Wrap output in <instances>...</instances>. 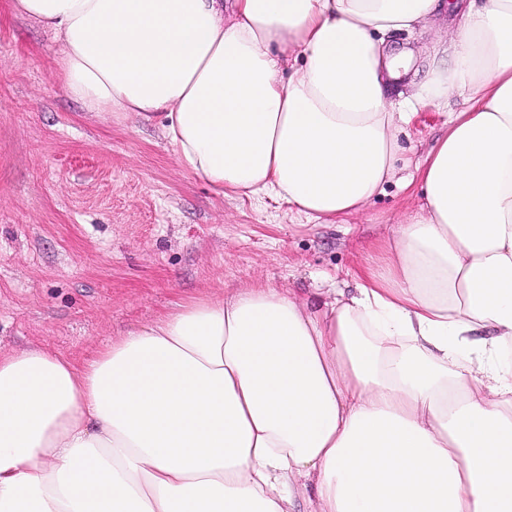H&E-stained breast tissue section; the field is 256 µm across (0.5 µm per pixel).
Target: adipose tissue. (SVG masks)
<instances>
[{
  "label": "adipose tissue",
  "instance_id": "ef3b65f1",
  "mask_svg": "<svg viewBox=\"0 0 512 512\" xmlns=\"http://www.w3.org/2000/svg\"><path fill=\"white\" fill-rule=\"evenodd\" d=\"M455 7L413 95L387 39ZM84 111L161 114L221 196L364 210L464 96L355 293L193 299L82 363L0 354V512H512V0H12ZM297 64L284 74L280 57Z\"/></svg>",
  "mask_w": 512,
  "mask_h": 512
}]
</instances>
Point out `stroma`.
Masks as SVG:
<instances>
[{
	"label": "stroma",
	"mask_w": 512,
	"mask_h": 512,
	"mask_svg": "<svg viewBox=\"0 0 512 512\" xmlns=\"http://www.w3.org/2000/svg\"><path fill=\"white\" fill-rule=\"evenodd\" d=\"M0 0V354L82 362L190 298L272 284L353 292L356 268L424 200L418 175L447 114L400 122L395 173L361 213L327 224L281 199L215 195L185 170L161 117L108 119L61 87L52 32Z\"/></svg>",
	"instance_id": "35a3bbf8"
}]
</instances>
